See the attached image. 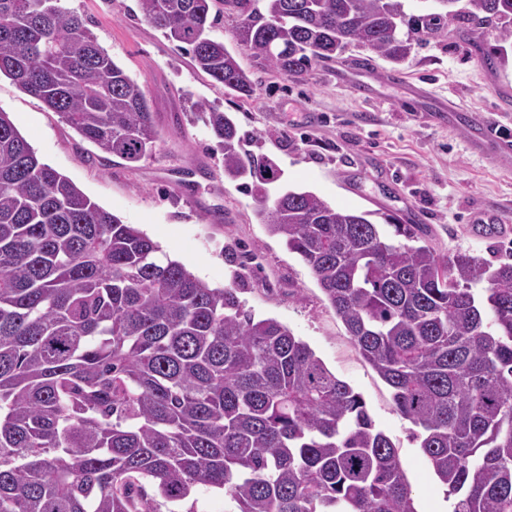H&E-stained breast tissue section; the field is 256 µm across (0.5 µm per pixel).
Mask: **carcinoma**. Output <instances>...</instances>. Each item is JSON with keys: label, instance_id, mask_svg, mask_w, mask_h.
I'll list each match as a JSON object with an SVG mask.
<instances>
[{"label": "carcinoma", "instance_id": "1", "mask_svg": "<svg viewBox=\"0 0 512 512\" xmlns=\"http://www.w3.org/2000/svg\"><path fill=\"white\" fill-rule=\"evenodd\" d=\"M211 0H140L196 68L241 97L249 75L211 36ZM224 0L254 61L300 78L353 47L394 64L460 21L512 41V0ZM0 74L100 151L129 164L158 140L145 89L63 0H0ZM406 35H400L401 28ZM249 180L261 223L309 266L397 410L454 512H512V262L440 260L415 224L388 237L367 212L285 189L233 119L191 102ZM133 224L40 162L0 111V512H158L198 485L237 512H416L388 436L361 395L232 286L157 256ZM156 494L150 495L146 485Z\"/></svg>", "mask_w": 512, "mask_h": 512}]
</instances>
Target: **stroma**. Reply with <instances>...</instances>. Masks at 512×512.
<instances>
[{"label": "stroma", "mask_w": 512, "mask_h": 512, "mask_svg": "<svg viewBox=\"0 0 512 512\" xmlns=\"http://www.w3.org/2000/svg\"><path fill=\"white\" fill-rule=\"evenodd\" d=\"M114 61L147 92L159 140L153 154L129 164L102 153L37 97L0 75V110L39 159L68 176L103 209L133 224L210 286H235L244 310L273 318L306 342L325 366L362 395L396 447L416 512H453L456 499L434 476L418 429L397 410L389 386L360 355L300 257L260 224L254 195L224 176L208 129L188 103L205 99L234 120L245 147L273 159L283 189L310 191L333 206L369 212L376 224L418 225L420 241L441 258L466 253L498 262L512 253V154L481 134L482 123L512 135V45L491 70L469 27L414 44L391 63L351 48L300 79L255 65L239 49L221 0L213 37L235 50L254 85L249 98L226 95L189 56L149 24L137 0H67ZM496 212V235L476 224ZM230 495L196 487L161 512H234Z\"/></svg>", "instance_id": "1"}]
</instances>
